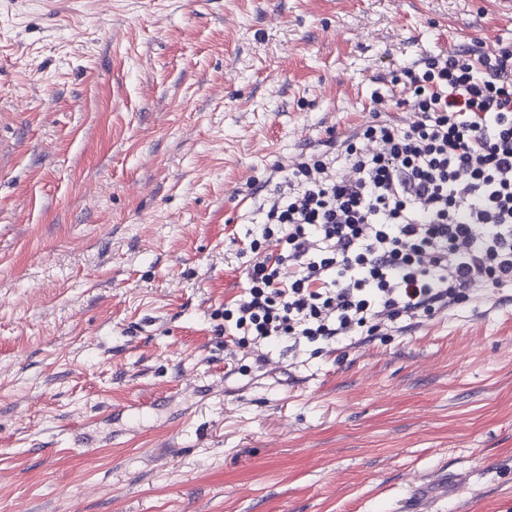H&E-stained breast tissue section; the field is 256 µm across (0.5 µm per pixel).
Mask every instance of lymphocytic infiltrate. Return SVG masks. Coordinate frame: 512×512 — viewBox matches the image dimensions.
<instances>
[{
    "label": "lymphocytic infiltrate",
    "mask_w": 512,
    "mask_h": 512,
    "mask_svg": "<svg viewBox=\"0 0 512 512\" xmlns=\"http://www.w3.org/2000/svg\"><path fill=\"white\" fill-rule=\"evenodd\" d=\"M408 124L374 119L255 184L242 345L332 343L512 286V43L427 53L394 72Z\"/></svg>",
    "instance_id": "lymphocytic-infiltrate-1"
}]
</instances>
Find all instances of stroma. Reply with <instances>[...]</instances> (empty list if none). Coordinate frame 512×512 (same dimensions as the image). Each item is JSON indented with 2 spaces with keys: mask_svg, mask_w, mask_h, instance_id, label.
I'll list each match as a JSON object with an SVG mask.
<instances>
[{
  "mask_svg": "<svg viewBox=\"0 0 512 512\" xmlns=\"http://www.w3.org/2000/svg\"><path fill=\"white\" fill-rule=\"evenodd\" d=\"M507 0H0V512H512V288L224 342L252 181Z\"/></svg>",
  "mask_w": 512,
  "mask_h": 512,
  "instance_id": "35a3bbf8",
  "label": "stroma"
}]
</instances>
